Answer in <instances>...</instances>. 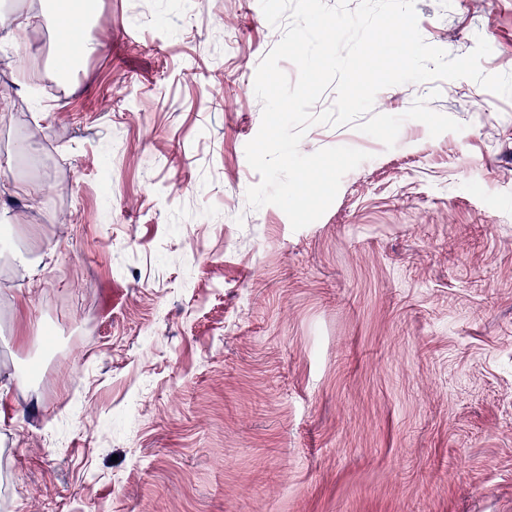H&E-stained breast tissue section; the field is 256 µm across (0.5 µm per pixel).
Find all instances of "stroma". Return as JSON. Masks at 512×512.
<instances>
[{
	"label": "stroma",
	"instance_id": "35a3bbf8",
	"mask_svg": "<svg viewBox=\"0 0 512 512\" xmlns=\"http://www.w3.org/2000/svg\"><path fill=\"white\" fill-rule=\"evenodd\" d=\"M0 57V512H512V99L380 90L463 123L371 158L314 223L252 209L259 0H98ZM449 57L512 74V0H415ZM439 97H432V90ZM43 15L45 18H52L55 23L57 30L56 53L62 52L61 54L66 55L67 53H78L75 60L81 62L101 46H95L86 36L87 29L97 24V16L93 20L86 19L79 28H75L71 24L68 11L60 6L43 10ZM61 54L57 56L59 57Z\"/></svg>",
	"mask_w": 512,
	"mask_h": 512
}]
</instances>
